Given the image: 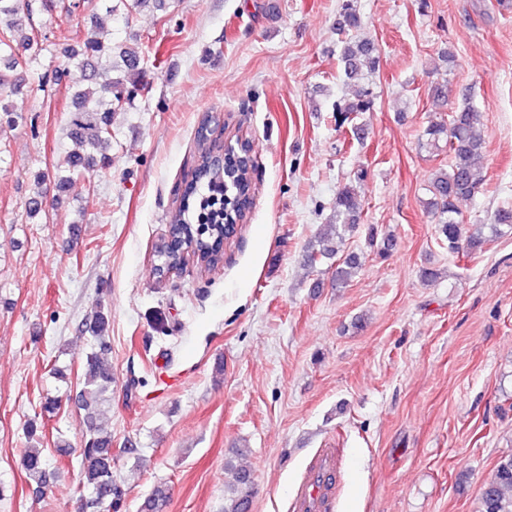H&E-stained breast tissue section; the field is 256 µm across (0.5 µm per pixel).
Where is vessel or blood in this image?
<instances>
[{
  "instance_id": "b4317fda",
  "label": "vessel or blood",
  "mask_w": 512,
  "mask_h": 512,
  "mask_svg": "<svg viewBox=\"0 0 512 512\" xmlns=\"http://www.w3.org/2000/svg\"><path fill=\"white\" fill-rule=\"evenodd\" d=\"M340 472L336 449H319L301 476L290 502L291 512H334Z\"/></svg>"
}]
</instances>
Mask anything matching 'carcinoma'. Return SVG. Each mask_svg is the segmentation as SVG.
<instances>
[{
    "instance_id": "carcinoma-1",
    "label": "carcinoma",
    "mask_w": 512,
    "mask_h": 512,
    "mask_svg": "<svg viewBox=\"0 0 512 512\" xmlns=\"http://www.w3.org/2000/svg\"><path fill=\"white\" fill-rule=\"evenodd\" d=\"M103 0H82L84 10L89 12L92 21L80 41L64 48L59 65L61 72L75 67L84 73L86 87L71 95L73 113L69 122L68 136L72 148L65 160V174L54 180L58 191L63 192L80 179L95 170L112 166V157L101 152L102 145L112 140V113L131 106L137 96L144 95L147 87L132 84L126 87L124 79L113 76L115 65L112 61V47L99 37L98 8ZM33 7H23L20 0H0V61H7L8 68L30 67L37 57L25 52L36 44L34 37L24 35L16 39L15 28L23 25L32 14ZM339 27L344 32H355L362 28V17L356 0H343L339 14ZM378 63L377 48L369 38L348 39L340 53V64L345 77L353 79L365 70H372ZM17 80L8 81L0 75V112L7 123H12L9 105L3 102L7 92H16ZM432 111L441 112L448 104V85L435 83L430 91ZM370 93L360 92L355 99L337 105L336 111L345 115L357 114L370 109ZM202 145L195 167L196 182L216 180L219 175L210 171L208 137L200 135ZM448 146L451 155L450 169H438L429 181L430 198L427 209L437 218L438 235L448 243V253L474 257L481 253L486 244L485 225L466 224L460 219L458 203L470 199L484 190L486 175L479 161L485 144L481 111L473 105L457 109L450 120L432 119L424 130L421 147L430 153L437 152L441 145ZM249 162L242 164V181L224 178L228 185V195L222 199V207L234 209L240 194L241 185H250L247 177ZM46 176L37 174L34 178V191L27 202L26 216L29 219L46 214L44 182ZM336 223L328 225L329 231L321 233L308 243L304 254L305 266L313 270L324 260L336 258L334 279L336 286L348 284L353 273L361 267L358 254H340V245L345 233L359 224L361 203L354 188L340 187L333 202ZM169 225L172 231L179 232L182 241L193 245L192 253L197 261L207 269L217 266L223 256L221 225H214L212 235H204L198 241L196 227L190 224L186 204H181L171 213ZM491 227L500 231L505 227L512 231V206L498 208ZM182 249L169 247L163 251L156 249L159 264L165 268L181 262ZM110 327L109 317L99 310L91 318L89 329L94 339L101 342ZM112 386V363L103 352H92L85 363L84 382L76 394L79 406L89 411L103 399ZM246 448L231 449V456L225 457L224 468L232 475V480L224 487V512H247L255 497V484L252 473L234 463V459L245 456ZM82 483L91 490L86 501L87 512H112L114 503L122 492L113 481L112 467L114 455L112 436L102 430L93 419L87 416L83 448L80 449ZM22 466L26 478L33 489L40 492L47 485L48 457L45 449L31 446L25 449ZM167 506L166 489L159 486L141 504V512H165ZM477 512H512V454L499 457L491 477L480 488Z\"/></svg>"
}]
</instances>
